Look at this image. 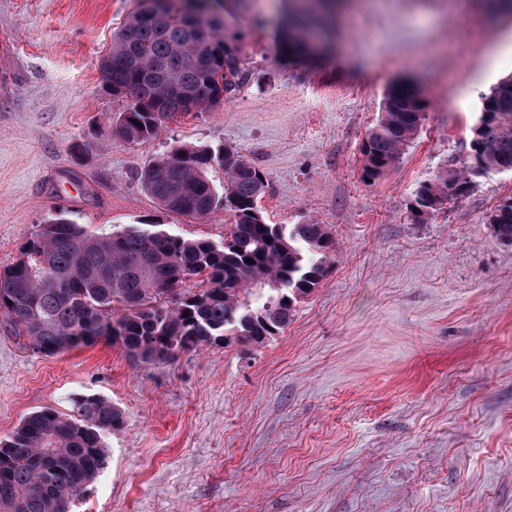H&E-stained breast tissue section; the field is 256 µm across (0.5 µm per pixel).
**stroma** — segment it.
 <instances>
[{"mask_svg": "<svg viewBox=\"0 0 512 512\" xmlns=\"http://www.w3.org/2000/svg\"><path fill=\"white\" fill-rule=\"evenodd\" d=\"M455 3L346 0L331 46L302 63L276 42L288 0H238L244 84L130 145L112 135L127 101L104 91L100 62L136 0H0V270L61 212L94 232L152 221L222 242L227 212L164 213L142 187L183 143L255 163L267 223L313 221L336 242L260 344L148 365L105 341L46 357L0 326V439L74 393L122 413L72 512H512V245L489 226L512 171L410 213L423 182L469 162L482 95L512 76V13ZM400 79L425 120L364 180L361 143Z\"/></svg>", "mask_w": 512, "mask_h": 512, "instance_id": "obj_1", "label": "stroma"}]
</instances>
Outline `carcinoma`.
Instances as JSON below:
<instances>
[{
  "instance_id": "1",
  "label": "carcinoma",
  "mask_w": 512,
  "mask_h": 512,
  "mask_svg": "<svg viewBox=\"0 0 512 512\" xmlns=\"http://www.w3.org/2000/svg\"><path fill=\"white\" fill-rule=\"evenodd\" d=\"M220 0H140L112 34L103 57V89L131 101L113 121V135L128 144L156 139L162 124L205 110L237 90L245 33L212 7ZM156 16L149 23L147 14ZM319 16L293 10L280 42L290 53L313 52ZM209 30L201 44L196 31ZM213 97L192 103L187 92ZM425 104L413 86L392 85L361 154L376 180L400 157L425 120ZM139 124H134V121ZM479 174L512 171V77L482 98L472 129ZM224 171L218 192L209 171ZM142 185L164 211L206 217L219 209L234 217L233 250L213 241L183 238L161 224H131L90 232L61 214L37 225L18 260L0 271V316L25 350L55 356L104 338L140 363L175 360L183 352L218 346L228 332L259 342L288 326L295 305L325 276L335 242L323 224H268L257 207L263 172L229 149L180 144L154 158L141 172ZM448 202V172L422 183L416 218ZM495 235L512 244V197L491 214ZM253 263H247V260ZM201 275V288L184 289ZM122 425V414L95 394H72L65 411L42 407L0 440V512H71L74 498L105 468V438Z\"/></svg>"
}]
</instances>
